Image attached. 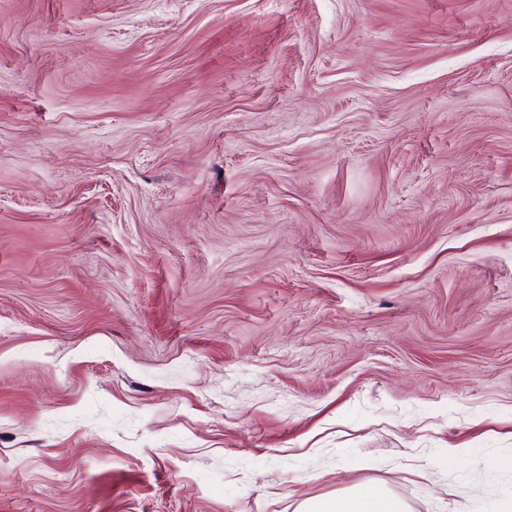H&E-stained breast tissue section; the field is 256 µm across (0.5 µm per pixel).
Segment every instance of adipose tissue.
Returning <instances> with one entry per match:
<instances>
[{
  "label": "adipose tissue",
  "mask_w": 512,
  "mask_h": 512,
  "mask_svg": "<svg viewBox=\"0 0 512 512\" xmlns=\"http://www.w3.org/2000/svg\"><path fill=\"white\" fill-rule=\"evenodd\" d=\"M302 512H406V507L381 488L355 484L330 496L304 500Z\"/></svg>",
  "instance_id": "1"
}]
</instances>
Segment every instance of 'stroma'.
Instances as JSON below:
<instances>
[{
  "instance_id": "35a3bbf8",
  "label": "stroma",
  "mask_w": 512,
  "mask_h": 512,
  "mask_svg": "<svg viewBox=\"0 0 512 512\" xmlns=\"http://www.w3.org/2000/svg\"><path fill=\"white\" fill-rule=\"evenodd\" d=\"M512 0H0V512H512ZM302 512H406L405 504L380 487L355 484L336 494L309 498Z\"/></svg>"
}]
</instances>
